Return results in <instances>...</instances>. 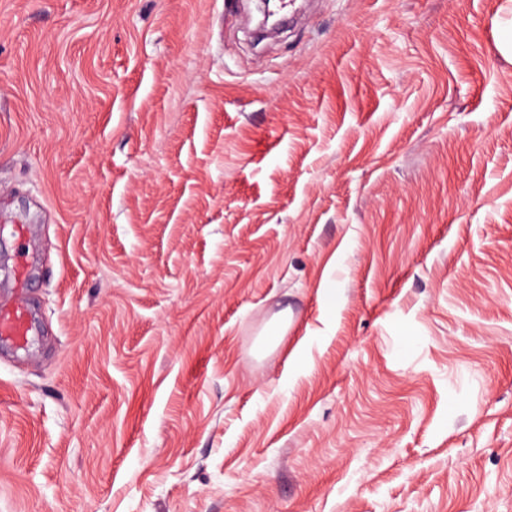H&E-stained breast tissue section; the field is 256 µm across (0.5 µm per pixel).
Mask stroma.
<instances>
[{
    "mask_svg": "<svg viewBox=\"0 0 512 512\" xmlns=\"http://www.w3.org/2000/svg\"><path fill=\"white\" fill-rule=\"evenodd\" d=\"M287 10L0 0V512H512V0ZM31 328L27 321V307L23 301L12 306L0 307V341L7 340L16 345L24 344Z\"/></svg>",
    "mask_w": 512,
    "mask_h": 512,
    "instance_id": "stroma-1",
    "label": "stroma"
}]
</instances>
